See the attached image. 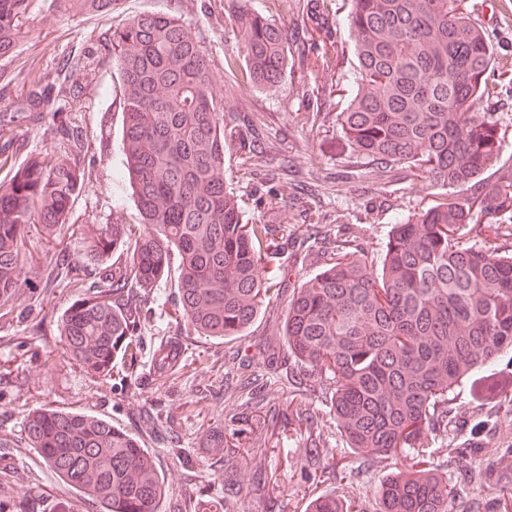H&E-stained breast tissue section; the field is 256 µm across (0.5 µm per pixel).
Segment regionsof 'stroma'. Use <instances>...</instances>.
Listing matches in <instances>:
<instances>
[{
    "label": "stroma",
    "instance_id": "stroma-1",
    "mask_svg": "<svg viewBox=\"0 0 512 512\" xmlns=\"http://www.w3.org/2000/svg\"><path fill=\"white\" fill-rule=\"evenodd\" d=\"M304 0H249L288 34V68L271 91L251 83L238 56L229 0H114L108 16L72 15L52 0H33L27 37L0 57V143L12 141L14 159L49 154L59 138L53 113L82 131L87 147L76 162L82 190L62 231L69 258L83 254L82 224H135L138 211L120 150V73L103 57L107 30L131 15L163 10L180 18L208 54L220 88H234L228 127L253 126L254 145L227 150L224 170L246 220L272 224L288 238L287 275L275 280L269 305L243 336H196L175 319L173 280L158 283L138 330L140 368L128 380L98 379L64 354L57 322L78 296L75 288L46 285L42 267L53 254L38 235L29 249L40 266L26 273L12 307L0 311V512H94L84 494L62 483L25 441L32 408L65 407L110 420L134 433L165 479L160 512H307L312 499L333 495L360 512H379V490L393 459L367 458L347 447L332 424L322 391L329 383L288 353L277 333L295 288L318 273L337 247L380 252L396 220L439 201L445 191L418 181L399 165L355 161L336 124L346 98L311 100L303 90L330 81L323 59L342 49L346 68L355 54L346 18L351 0H335L330 14L303 12ZM472 19L492 43L495 94L482 103L501 138L496 163L479 183L512 179V0H466ZM49 87L38 118L13 112L28 88ZM260 157L251 169L249 153ZM177 342L170 366L154 362L159 343ZM512 352L460 382L449 403L448 431L429 436L425 449L459 492L457 512H499L502 490L512 489ZM280 405L274 428L258 431V405ZM238 432L261 462H229L213 455L216 430ZM457 456H448V448Z\"/></svg>",
    "mask_w": 512,
    "mask_h": 512
}]
</instances>
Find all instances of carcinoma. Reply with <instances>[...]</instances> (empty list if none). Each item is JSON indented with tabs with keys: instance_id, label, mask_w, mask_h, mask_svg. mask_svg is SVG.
I'll return each instance as SVG.
<instances>
[{
	"instance_id": "carcinoma-1",
	"label": "carcinoma",
	"mask_w": 512,
	"mask_h": 512,
	"mask_svg": "<svg viewBox=\"0 0 512 512\" xmlns=\"http://www.w3.org/2000/svg\"><path fill=\"white\" fill-rule=\"evenodd\" d=\"M33 0H0V55L25 37ZM74 13L106 14L112 0H60ZM463 0H352L356 64L346 108L336 115L354 154L400 164L417 180L450 189L443 202L393 224L381 253L343 250L303 281L279 329L288 352L330 376L333 423L349 448L400 467L382 485L380 512H454L457 490L420 454L430 430L448 428L459 382L512 350V253L467 245L461 228L500 223L512 182L472 191L500 151L497 124L477 108L490 99L491 43ZM233 23L251 82L273 89L288 67L286 34L240 0ZM104 54L121 77L125 168L141 222L78 229L95 264L54 266L49 284L96 277L61 318L66 357L92 376L136 373L139 309L174 274L178 316L193 334L232 339L261 313L283 268L285 241L271 224L244 221L224 178L235 139L210 59L196 34L162 11L110 28ZM36 84L24 109L42 112ZM54 155H31L0 180V309L15 300L31 232L57 244L84 172L83 137L60 113ZM28 447L97 512H158L165 484L139 439L101 417L44 406L29 412ZM309 512H349L334 497Z\"/></svg>"
}]
</instances>
